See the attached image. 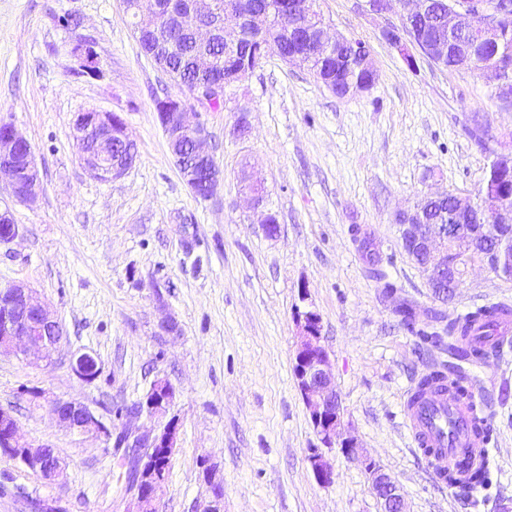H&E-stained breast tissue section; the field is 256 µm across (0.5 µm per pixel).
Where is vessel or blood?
<instances>
[{"label":"vessel or blood","instance_id":"vessel-or-blood-1","mask_svg":"<svg viewBox=\"0 0 512 512\" xmlns=\"http://www.w3.org/2000/svg\"><path fill=\"white\" fill-rule=\"evenodd\" d=\"M473 343L502 356L512 349V311L497 319L493 335L476 326ZM408 422L413 446L426 459L435 480L456 478L464 482L470 469L483 466L494 440L489 408L476 392L459 397L452 392L422 395L418 385L406 393Z\"/></svg>","mask_w":512,"mask_h":512}]
</instances>
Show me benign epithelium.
Segmentation results:
<instances>
[{"label": "benign epithelium", "mask_w": 512, "mask_h": 512, "mask_svg": "<svg viewBox=\"0 0 512 512\" xmlns=\"http://www.w3.org/2000/svg\"><path fill=\"white\" fill-rule=\"evenodd\" d=\"M369 11L383 14L393 9L400 13L401 25H390L383 30L384 38L399 48L408 63L415 57L410 48H415L423 57L438 64L450 50L459 44L460 38L473 34L475 41L468 49L472 58H483L490 51L501 58L512 53L506 45L503 21L512 15V3L508 0H448L447 24L442 26L438 36L422 41L416 37L410 22L416 16H423L428 10V0H366ZM126 11L135 19L134 32L140 34L154 26V14L138 6L134 0H123ZM168 8L172 16L190 27L195 45L199 48L195 67L200 72L209 70L213 58L205 52V47L216 41L224 42V47L234 50L242 38V24L248 23L259 29L265 25V14L246 10L245 2H240L236 10L224 15V23L212 21L214 0H169ZM294 17L302 26L316 14L314 0H294L290 4ZM317 36L322 49L332 52L347 45L352 47L359 63L372 74H377L371 51L367 45L353 41L339 34L331 35L324 21L317 24ZM82 61V70L98 78L102 71L92 46L84 45L75 51ZM250 71H242L229 82L200 81L193 88L194 100L201 105L224 99L226 90L243 82ZM488 80L495 86L498 97L512 103V69L495 64L488 69ZM161 123L168 144L178 145L188 139L192 142V160L187 162L175 153L174 162L188 185L193 187L199 177L211 170L214 156L204 149L208 137L206 128L198 121L188 119L185 107L177 106L175 112H160ZM114 120L108 112L90 110L80 113L74 124V135L79 143L94 135L106 141L114 134ZM27 143L14 126L0 133V183L5 185L18 203L32 204L36 201L40 187L39 169L33 151H28L24 164L18 163L19 148ZM136 154L129 152L121 159L109 160L101 155L82 152L81 160L85 168L94 176L109 180L125 174L135 161ZM512 176V152L493 153L490 163V177L473 196L437 193L425 196L407 210H400L394 216L399 227V240L408 257L426 276L430 289L443 284L450 288L460 285L463 267L475 256L486 260L492 258L498 266L512 265V192L498 186L494 177ZM451 199L455 214L464 215L469 211L487 213L496 227L491 233L482 229L459 224L437 226L426 223V205L431 201ZM20 235L19 225L13 222L10 211H0V244H8ZM455 257L448 263V255ZM12 301L8 312L0 317V355H13L24 359H47L61 345V337L56 335L59 322L42 305L35 290L24 285L10 286ZM298 327V342L295 355L294 376L309 413L310 421L323 448H340L348 458L357 459L369 475L371 490L382 500L384 512H405V502L397 483L369 457L360 452L357 440L344 421V409L331 371L327 350L321 345V319L310 309L295 312ZM73 370L77 376L88 382L99 374L95 358L82 353L75 358ZM174 398L171 384L158 379L153 382L149 395L138 406L135 417H154L166 413ZM49 412L56 421L70 431L81 433L95 431L106 437L112 432L105 423L86 405L79 401L54 399L49 402ZM7 427L4 447L10 449L14 457L26 467H42L49 446L20 443L19 426L8 412L0 410V428ZM178 428L175 422L168 421L155 432L126 428L119 432L124 442L119 444L123 453L137 462V477L127 493L135 500V512H160L159 480L149 463L155 449L163 448L166 456L172 457L177 443ZM313 474L324 486L336 480L334 465L326 458L322 448H311L308 453ZM204 480L211 492L208 512H224V496L214 494L223 486L216 471L204 468ZM30 512H65L59 498L35 497L28 502Z\"/></svg>", "instance_id": "7a95c632"}]
</instances>
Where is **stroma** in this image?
Here are the masks:
<instances>
[{"instance_id":"obj_1","label":"stroma","mask_w":512,"mask_h":512,"mask_svg":"<svg viewBox=\"0 0 512 512\" xmlns=\"http://www.w3.org/2000/svg\"><path fill=\"white\" fill-rule=\"evenodd\" d=\"M316 8L330 33L369 47L374 86L341 98L272 55L220 108L186 98L223 173L216 195L202 199L183 181L155 111L178 88L141 49L122 0H0V120L27 139L41 177L30 205L0 185V210L20 226L19 238L0 245V287L33 288L64 330L51 361L0 357V409L16 418L22 441L50 445L66 466L57 487L0 453V512H28L32 497L60 498L66 512H131L116 489L112 440L59 426L48 403L78 400L119 429L131 422L116 409L159 378L175 389L166 417L134 423L179 424L162 512H206L207 463L223 481L224 512H382L363 466L339 448L326 452L333 485L319 484L308 463L320 441L293 375L303 304L321 318L350 429L398 483L407 512L512 508V353L467 368L470 387L492 401L496 439L491 483L474 508L432 480L406 429L407 389L447 366L448 346L423 342L395 311L406 299L418 327L438 332L433 310L512 304V278L477 259L439 302L394 222L428 193L476 194L490 154L469 131L490 120L500 147L512 149V104L481 71L423 58L408 66L382 36L397 13L373 14L365 0ZM68 13L81 17L80 32L59 23ZM81 33L95 40L102 78L80 73ZM242 109L250 126L236 136ZM88 110L120 115L136 144L121 178L99 180L82 164L73 124ZM245 175L264 186L277 236L263 232L242 193ZM358 233L379 244L399 298L371 277ZM82 352L100 367L90 382L71 368Z\"/></svg>"}]
</instances>
